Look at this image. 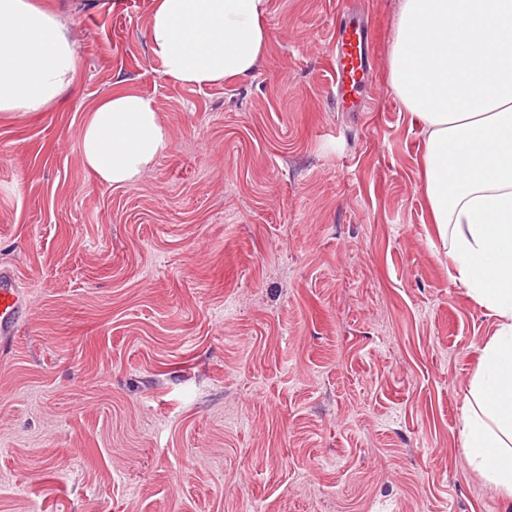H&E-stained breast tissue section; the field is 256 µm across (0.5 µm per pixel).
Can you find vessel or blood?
Here are the masks:
<instances>
[{"label": "vessel or blood", "mask_w": 512, "mask_h": 512, "mask_svg": "<svg viewBox=\"0 0 512 512\" xmlns=\"http://www.w3.org/2000/svg\"><path fill=\"white\" fill-rule=\"evenodd\" d=\"M336 83L330 95L337 108L361 111V96L369 68V28L367 23L344 20L335 31ZM29 315L28 294L11 267L0 265V354L9 355L16 337Z\"/></svg>", "instance_id": "b4317fda"}]
</instances>
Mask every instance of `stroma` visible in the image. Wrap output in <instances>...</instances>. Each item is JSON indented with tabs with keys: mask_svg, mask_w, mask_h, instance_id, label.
Wrapping results in <instances>:
<instances>
[{
	"mask_svg": "<svg viewBox=\"0 0 512 512\" xmlns=\"http://www.w3.org/2000/svg\"><path fill=\"white\" fill-rule=\"evenodd\" d=\"M48 2L75 77L0 112V262L31 299L0 359V512H512L462 446L497 323L428 222L399 0H267L257 71L201 89L153 58L151 0ZM342 6L373 31L362 112L326 93ZM123 90L171 148L115 187L79 136Z\"/></svg>",
	"mask_w": 512,
	"mask_h": 512,
	"instance_id": "35a3bbf8",
	"label": "stroma"
}]
</instances>
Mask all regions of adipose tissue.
Listing matches in <instances>:
<instances>
[{"label": "adipose tissue", "instance_id": "ef3b65f1", "mask_svg": "<svg viewBox=\"0 0 512 512\" xmlns=\"http://www.w3.org/2000/svg\"><path fill=\"white\" fill-rule=\"evenodd\" d=\"M149 42L170 79L244 80L268 44L265 0H152ZM77 51L42 0H0V112H43L72 81ZM391 88L425 150L429 219L449 269L497 320L463 399L469 461L512 500V0H400ZM170 146L153 101L121 91L84 120L80 153L100 182L125 186Z\"/></svg>", "mask_w": 512, "mask_h": 512}]
</instances>
